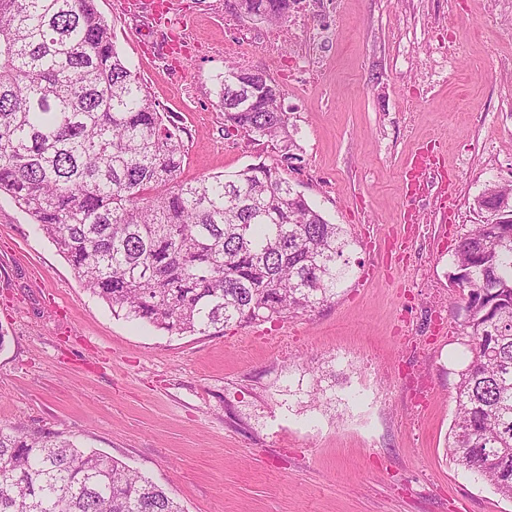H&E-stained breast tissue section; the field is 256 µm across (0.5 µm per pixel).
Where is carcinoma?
Instances as JSON below:
<instances>
[{
  "label": "carcinoma",
  "mask_w": 512,
  "mask_h": 512,
  "mask_svg": "<svg viewBox=\"0 0 512 512\" xmlns=\"http://www.w3.org/2000/svg\"><path fill=\"white\" fill-rule=\"evenodd\" d=\"M296 0H236L283 24ZM224 121L298 159L282 91L233 64ZM185 128L119 56L95 0H0V194L32 217L115 314L171 334L273 322L336 297L351 240L259 162L179 180ZM512 184L454 250L471 359L447 448L512 500ZM0 512H183L164 488L52 432L0 425Z\"/></svg>",
  "instance_id": "cac0c4a2"
}]
</instances>
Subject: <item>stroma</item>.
Masks as SVG:
<instances>
[{
  "mask_svg": "<svg viewBox=\"0 0 512 512\" xmlns=\"http://www.w3.org/2000/svg\"><path fill=\"white\" fill-rule=\"evenodd\" d=\"M167 22L96 0L112 43L185 128L180 178L276 163L278 150L225 126L226 65L283 91L299 159L284 175L350 236L351 273L312 311L207 336L115 316L83 288L34 220L0 195V423L62 434L166 488L184 512H512L446 450L457 373L469 358L450 252L487 214L475 199L512 183V0H326L281 27L242 22L235 0H170ZM460 70L428 94L414 76L435 37ZM318 60L314 84L298 79ZM416 99L408 108V99ZM457 186L452 213L405 191L423 148ZM424 234L398 255L403 216ZM448 322L420 354L431 291ZM423 372L417 402L406 378Z\"/></svg>",
  "mask_w": 512,
  "mask_h": 512,
  "instance_id": "1",
  "label": "stroma"
}]
</instances>
